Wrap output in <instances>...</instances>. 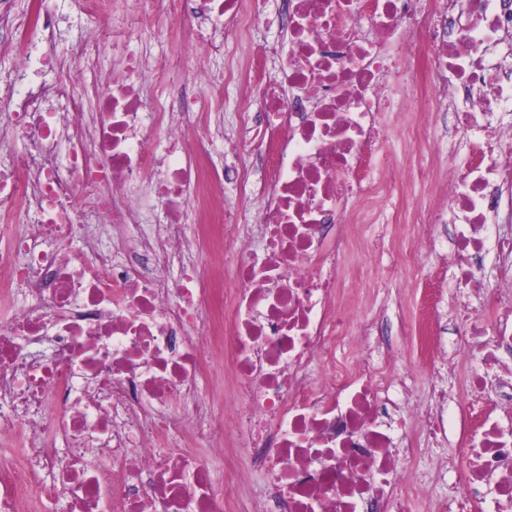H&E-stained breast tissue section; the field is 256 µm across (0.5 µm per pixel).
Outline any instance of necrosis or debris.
<instances>
[{
	"label": "necrosis or debris",
	"instance_id": "4bbe7bcc",
	"mask_svg": "<svg viewBox=\"0 0 512 512\" xmlns=\"http://www.w3.org/2000/svg\"><path fill=\"white\" fill-rule=\"evenodd\" d=\"M282 3L286 42L269 49L282 80L256 86L262 109L232 143L254 147L270 172L251 213L218 200L248 173L211 159L225 75L208 61L267 0H81L101 24L62 54L45 0L23 14L0 0V50L58 75L30 85L21 72L0 91V300L14 304L0 320V435L21 440L0 457V512L59 501L68 512H251L227 490L248 468L265 480L259 512H410L402 463L445 436L444 420L408 407L418 364L378 370L366 342L352 362L336 346L350 326L339 295L365 242L358 227L381 223V191L406 177L365 167L418 69V116L449 114L472 136L466 166L448 169L451 259L495 330L465 303L458 335L487 366L469 387L491 376L499 387L461 407L463 454L434 512H512V232L500 230L512 223V123H493L512 115V0H432L427 14L416 0ZM164 18L192 47L206 99L171 98L179 55H120L84 84L118 29L149 33ZM30 27L40 40L26 39ZM206 114L212 136L191 138ZM153 193L168 223L149 222ZM488 247L501 262L491 279L479 264ZM169 438L180 447L161 450ZM229 449L245 464L213 482Z\"/></svg>",
	"mask_w": 512,
	"mask_h": 512
}]
</instances>
